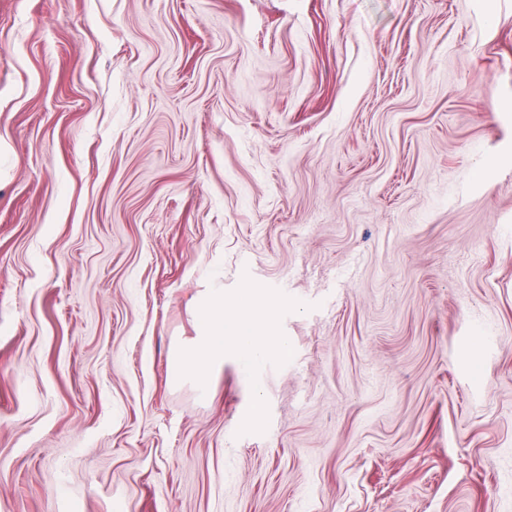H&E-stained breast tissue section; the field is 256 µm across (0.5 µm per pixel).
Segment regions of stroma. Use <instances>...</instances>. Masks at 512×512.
I'll use <instances>...</instances> for the list:
<instances>
[{
    "label": "stroma",
    "instance_id": "obj_1",
    "mask_svg": "<svg viewBox=\"0 0 512 512\" xmlns=\"http://www.w3.org/2000/svg\"><path fill=\"white\" fill-rule=\"evenodd\" d=\"M0 512H512V0H0ZM252 289L231 302L224 291L213 289L199 305L197 336L178 344L170 360V377L175 384L190 381L203 393L210 385L212 374L224 368V356L234 353L241 359L256 362L270 355L285 356L288 341L268 336L255 316L244 311L254 302Z\"/></svg>",
    "mask_w": 512,
    "mask_h": 512
}]
</instances>
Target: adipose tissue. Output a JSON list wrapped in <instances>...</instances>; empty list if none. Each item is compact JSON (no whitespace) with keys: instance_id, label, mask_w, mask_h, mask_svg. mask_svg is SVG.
I'll use <instances>...</instances> for the list:
<instances>
[{"instance_id":"adipose-tissue-1","label":"adipose tissue","mask_w":512,"mask_h":512,"mask_svg":"<svg viewBox=\"0 0 512 512\" xmlns=\"http://www.w3.org/2000/svg\"><path fill=\"white\" fill-rule=\"evenodd\" d=\"M253 300L251 293L236 300L224 297L223 289H213L197 312V334L178 344L170 360L173 383L192 382L200 391H207L212 374L224 367V357L234 353L247 361H258L270 355H286L285 338L271 336L245 307Z\"/></svg>"}]
</instances>
